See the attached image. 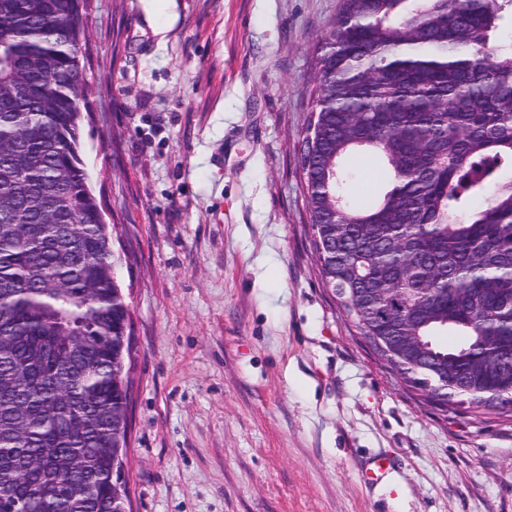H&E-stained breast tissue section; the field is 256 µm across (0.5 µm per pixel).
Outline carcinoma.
<instances>
[{"label": "carcinoma", "mask_w": 512, "mask_h": 512, "mask_svg": "<svg viewBox=\"0 0 512 512\" xmlns=\"http://www.w3.org/2000/svg\"><path fill=\"white\" fill-rule=\"evenodd\" d=\"M82 0H0V512H130L129 309L81 155ZM512 0H344L303 140L327 284L402 378L512 417ZM391 172L351 198V161Z\"/></svg>", "instance_id": "cac0c4a2"}]
</instances>
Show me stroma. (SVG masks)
Segmentation results:
<instances>
[{"label":"stroma","mask_w":512,"mask_h":512,"mask_svg":"<svg viewBox=\"0 0 512 512\" xmlns=\"http://www.w3.org/2000/svg\"><path fill=\"white\" fill-rule=\"evenodd\" d=\"M342 3L85 4L133 512H512V421L422 400L322 279L302 140Z\"/></svg>","instance_id":"obj_1"}]
</instances>
